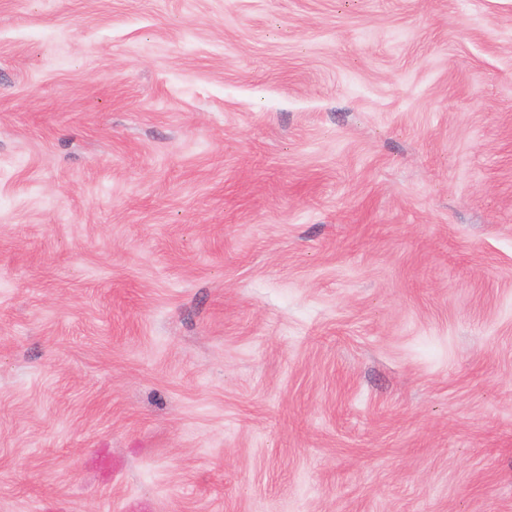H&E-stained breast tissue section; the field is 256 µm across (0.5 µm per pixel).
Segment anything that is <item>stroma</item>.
<instances>
[{
    "label": "stroma",
    "mask_w": 512,
    "mask_h": 512,
    "mask_svg": "<svg viewBox=\"0 0 512 512\" xmlns=\"http://www.w3.org/2000/svg\"><path fill=\"white\" fill-rule=\"evenodd\" d=\"M0 512H512V0H0Z\"/></svg>",
    "instance_id": "1"
}]
</instances>
